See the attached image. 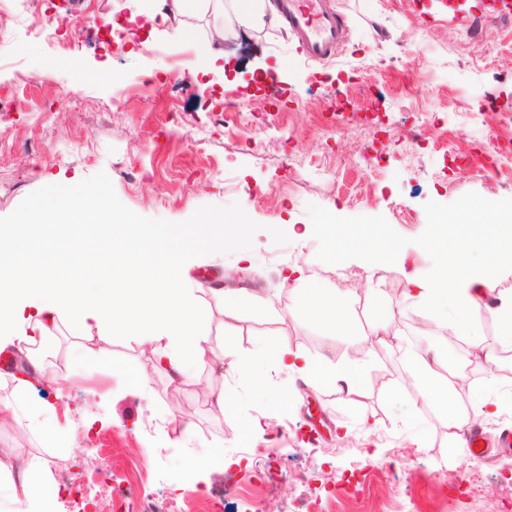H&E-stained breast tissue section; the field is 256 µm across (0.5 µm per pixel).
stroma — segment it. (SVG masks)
<instances>
[{
  "instance_id": "1",
  "label": "stroma",
  "mask_w": 512,
  "mask_h": 512,
  "mask_svg": "<svg viewBox=\"0 0 512 512\" xmlns=\"http://www.w3.org/2000/svg\"><path fill=\"white\" fill-rule=\"evenodd\" d=\"M331 3L347 24L336 57L307 60L283 21L267 19L225 40L212 64L201 52L214 33L208 15L181 17L194 36L185 43L167 22L108 30L145 14L146 0H0V94L16 101L0 113V225L82 192L185 241L206 216L242 213L253 247L243 261L233 246L193 244L182 262L209 324L206 355L224 354L223 373L207 360L179 377L150 364L137 337L88 341L59 323L51 373L65 383L38 381L28 394L68 409L70 448L53 452L23 418L0 425V448L44 464L52 484L82 478V494L54 495L55 512H109L118 480L174 512H209L213 497L222 512H512V447L497 445L512 400L490 382L512 372V347L475 310L496 363L468 362V337H449L404 293L405 272L429 276L437 264L421 248L432 212L512 206V168L490 159L512 146V116L498 108L512 101V0ZM322 221L380 227L403 263L334 260L321 238L300 243L283 230ZM291 266L348 294L352 331L298 310L299 291L283 285ZM217 283L246 304L225 311ZM260 340L333 365L366 351L358 395L271 368L244 377L235 359ZM397 343L416 344L421 362L466 363L460 407L478 394L500 400L496 416L475 418L489 458L466 456L441 409L413 410L414 366ZM84 346L139 370L143 385L78 361ZM223 387L235 396L221 411L210 392ZM248 417L262 429L245 448ZM176 421L189 427L179 443ZM211 448L230 466H192ZM350 482L364 485L360 499L332 497Z\"/></svg>"
}]
</instances>
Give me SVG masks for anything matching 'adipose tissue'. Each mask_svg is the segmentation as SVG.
I'll list each match as a JSON object with an SVG mask.
<instances>
[{
	"label": "adipose tissue",
	"mask_w": 512,
	"mask_h": 512,
	"mask_svg": "<svg viewBox=\"0 0 512 512\" xmlns=\"http://www.w3.org/2000/svg\"><path fill=\"white\" fill-rule=\"evenodd\" d=\"M264 0H151L149 20H168L201 10L211 13L217 28L228 22L251 25ZM55 233L38 230L32 214H18L13 223L0 225V345L17 346L32 366H40L41 349L59 322L68 321L85 337L132 335L151 346L180 376L202 362L207 324L196 296L177 287L171 278L182 262V250L172 231L146 228L118 216L112 207H98L94 196L68 194L51 211ZM508 218L482 204L462 209L456 216H434L435 233L423 249L440 252L443 260L436 282L409 273V293L459 334L469 311L478 308L495 286V273L512 265V234L495 227ZM330 257L357 250L375 259L392 261L396 245L378 228L355 224H317ZM481 265H473V256ZM285 286L301 289L308 301V316L317 322L347 330L351 320L341 298L326 283L290 268ZM278 370L298 374L314 384H330L356 395L365 362L356 358L341 366L311 361L283 345L257 343L240 365L249 371L267 362ZM28 379H18L11 401H0V421L25 418L30 427L49 436L58 448L70 447L67 421L58 412L31 407ZM416 401L443 409L449 430L465 426L471 415L487 413L488 403L477 400L472 409L460 408L452 386L438 371L424 364L415 373Z\"/></svg>",
	"instance_id": "adipose-tissue-1"
}]
</instances>
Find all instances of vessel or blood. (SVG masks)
<instances>
[{
	"instance_id": "vessel-or-blood-1",
	"label": "vessel or blood",
	"mask_w": 512,
	"mask_h": 512,
	"mask_svg": "<svg viewBox=\"0 0 512 512\" xmlns=\"http://www.w3.org/2000/svg\"><path fill=\"white\" fill-rule=\"evenodd\" d=\"M280 8L306 58L319 62L336 55L345 20L329 0H280Z\"/></svg>"
}]
</instances>
